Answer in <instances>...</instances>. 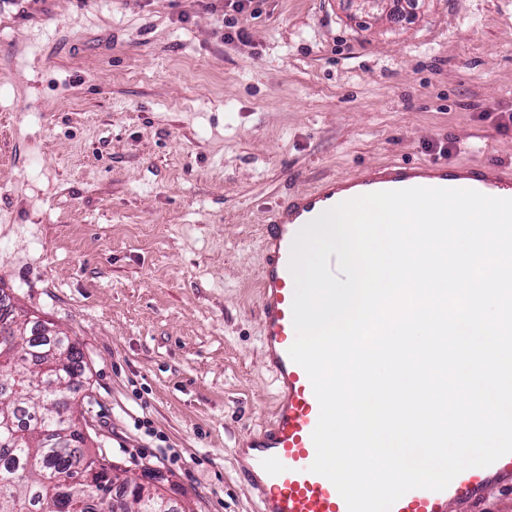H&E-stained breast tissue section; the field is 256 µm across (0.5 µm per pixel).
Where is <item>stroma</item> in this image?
Here are the masks:
<instances>
[{"mask_svg": "<svg viewBox=\"0 0 512 512\" xmlns=\"http://www.w3.org/2000/svg\"><path fill=\"white\" fill-rule=\"evenodd\" d=\"M0 0V288L83 352L91 448L259 512L264 205L390 158L512 168V0ZM257 2V0H225L223 3V0H209L208 4L212 9L218 8L216 4H222V10H223V16H224V43L230 44L232 43L235 38L239 39L242 37V31L239 29L238 31H227V29L235 28L236 21L235 18H231V15L229 17H226L228 14L226 13V8H230L232 12H235L237 14L243 13L244 11H247L253 3Z\"/></svg>", "mask_w": 512, "mask_h": 512, "instance_id": "obj_1", "label": "stroma"}]
</instances>
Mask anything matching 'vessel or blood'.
I'll list each match as a JSON object with an SVG mask.
<instances>
[{
  "instance_id": "vessel-or-blood-1",
  "label": "vessel or blood",
  "mask_w": 512,
  "mask_h": 512,
  "mask_svg": "<svg viewBox=\"0 0 512 512\" xmlns=\"http://www.w3.org/2000/svg\"><path fill=\"white\" fill-rule=\"evenodd\" d=\"M411 187L465 188L512 198V172L493 161L390 159L295 190L267 209L259 272L260 341L273 375L276 405L269 422L251 433L239 450L245 474L260 497V512H348L335 485L310 470L320 406L306 371L289 355L296 339L292 242L304 224L341 202ZM494 487L512 488V454L461 471L444 490H410L391 512H448L449 504L482 499Z\"/></svg>"
}]
</instances>
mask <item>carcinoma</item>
Returning a JSON list of instances; mask_svg holds the SVG:
<instances>
[{"label": "carcinoma", "mask_w": 512, "mask_h": 512, "mask_svg": "<svg viewBox=\"0 0 512 512\" xmlns=\"http://www.w3.org/2000/svg\"><path fill=\"white\" fill-rule=\"evenodd\" d=\"M0 512H84L85 497L102 488L127 495L126 512H152L165 500L157 489L116 484L119 467L103 450H88L75 404L83 353L70 339L42 333L44 324L18 313L0 289ZM49 382L44 391L31 377Z\"/></svg>", "instance_id": "cac0c4a2"}]
</instances>
